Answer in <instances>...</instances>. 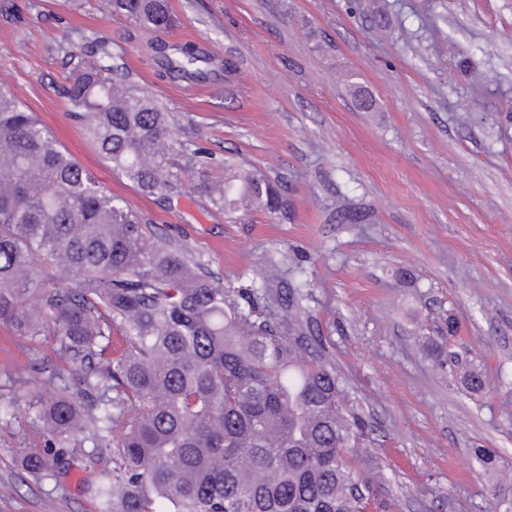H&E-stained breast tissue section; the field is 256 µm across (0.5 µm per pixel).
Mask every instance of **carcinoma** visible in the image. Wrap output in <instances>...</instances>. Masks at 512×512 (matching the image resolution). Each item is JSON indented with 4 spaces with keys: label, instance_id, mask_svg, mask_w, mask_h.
<instances>
[{
    "label": "carcinoma",
    "instance_id": "obj_1",
    "mask_svg": "<svg viewBox=\"0 0 512 512\" xmlns=\"http://www.w3.org/2000/svg\"><path fill=\"white\" fill-rule=\"evenodd\" d=\"M112 13L150 32L159 71L202 84L234 63L193 42L171 45L170 0H109ZM104 43L75 56L65 97L84 136L112 171L144 195L179 193L184 154L199 188L230 213L285 207L264 173L224 163L209 179L203 148L175 139L169 116L105 63ZM360 109L375 102L354 82ZM226 288L185 246L159 242L143 214L61 147L37 115L0 84V326L58 359L51 398L33 395L15 417L17 449L39 481L58 480L61 458L41 451L83 422L71 461L87 473L96 512H368V426L355 399L307 334L303 295ZM464 382L490 390L476 370ZM498 470L496 450L475 448Z\"/></svg>",
    "mask_w": 512,
    "mask_h": 512
}]
</instances>
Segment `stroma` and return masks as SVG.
Listing matches in <instances>:
<instances>
[{
	"mask_svg": "<svg viewBox=\"0 0 512 512\" xmlns=\"http://www.w3.org/2000/svg\"><path fill=\"white\" fill-rule=\"evenodd\" d=\"M169 43L232 61L230 80L162 77L146 34L105 0H0V82L87 170L199 254L216 283L264 287L255 259L298 288L313 335L364 412L375 482L394 512H496L472 451L512 474V0H171ZM105 41L112 63L168 112L178 141L276 181L282 213L227 214L185 173L142 195L85 139L63 89L70 57ZM375 100L358 108L348 81ZM345 198L360 214L340 222ZM51 349L0 327V512H94L71 466L38 482L13 450L15 400L55 388L13 379ZM490 379L471 394L461 375Z\"/></svg>",
	"mask_w": 512,
	"mask_h": 512,
	"instance_id": "1",
	"label": "stroma"
}]
</instances>
